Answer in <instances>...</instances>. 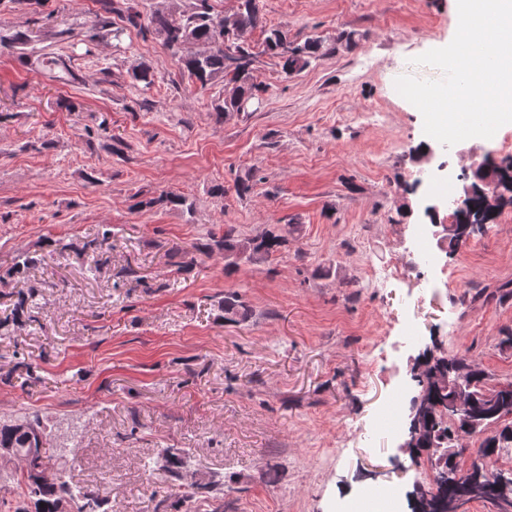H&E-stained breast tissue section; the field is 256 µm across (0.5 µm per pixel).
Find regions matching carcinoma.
Instances as JSON below:
<instances>
[{
    "label": "carcinoma",
    "instance_id": "1",
    "mask_svg": "<svg viewBox=\"0 0 512 512\" xmlns=\"http://www.w3.org/2000/svg\"><path fill=\"white\" fill-rule=\"evenodd\" d=\"M17 5V9L25 15V20L7 34L0 33V46L20 50L25 55L33 48L36 38L34 27L39 19L29 15L26 6L31 0H9ZM103 15L100 16L98 30L86 35L81 31L68 27L58 29L54 36L59 42L70 45L77 43H94L105 40L109 36L118 37L121 29L112 28V15H117L128 26L143 33L154 32L163 37L166 47L177 57L181 69L187 73L188 79L204 88L213 80L222 78L232 86L230 96L217 101L213 110L217 116L238 111L245 100L255 99L263 92L262 86L256 82L253 74V62L257 52L251 43L242 39L243 34L263 27L259 0H237L234 11V28H224V17L214 11L212 0H189L184 7L173 3L166 11H155L145 17L138 9L136 0H97ZM356 33L342 32L332 43L320 37H308L304 41L293 40L288 31L280 28L265 30L260 53L275 59L281 72L287 76L299 73L317 60L336 50V43L356 44ZM146 207H193L187 204L186 197L172 192H161L142 202ZM288 245V238L271 230L261 235L240 239L235 235L231 225L224 227V233L209 232L204 243H197L193 248L208 254L218 252L224 255V273L230 274L237 269L240 262L267 259L282 251ZM50 250L41 258L25 253L18 256L13 267L7 271L11 277L37 264L54 254L62 255L72 246L54 241L49 244ZM108 234L102 238L88 240L75 251L80 257L88 252L97 253L109 250ZM38 293L31 288L21 293L11 310L12 320L17 323L37 321L36 310L40 309L37 302ZM224 319L237 322L247 317V306L242 297L233 292L224 296ZM470 367L469 382L475 395L474 406L484 411L483 392L487 389L490 376L476 361L466 355L448 357L443 354L429 353L418 374V385L421 387L422 402L428 405V411L419 419L414 446L410 454L421 456L428 448H446L452 433V426L444 417L448 408V370L459 366ZM498 415L491 418L497 423L496 430L482 436L478 448L473 452V460H478L494 452L495 438H507L512 448V381L499 390V401L496 404ZM47 439L45 429L37 419L0 422V448L12 449L13 456L9 463L13 464L11 476L15 484L16 498L0 499V512H29L27 504H32L34 512H109L108 500L90 490L82 489L75 494V487L66 479L61 469L53 470L43 456L44 440ZM190 453L183 449L167 451L157 462L147 465L148 470L163 471L168 478L191 490L194 494L209 492L216 481L206 478L190 469ZM494 471L488 467L469 474L467 481L461 485L448 483L444 472L437 471L434 483L427 490L416 491L414 512H446L448 501L469 491L472 500L486 501L494 495ZM51 473V479L42 480V475Z\"/></svg>",
    "mask_w": 512,
    "mask_h": 512
}]
</instances>
